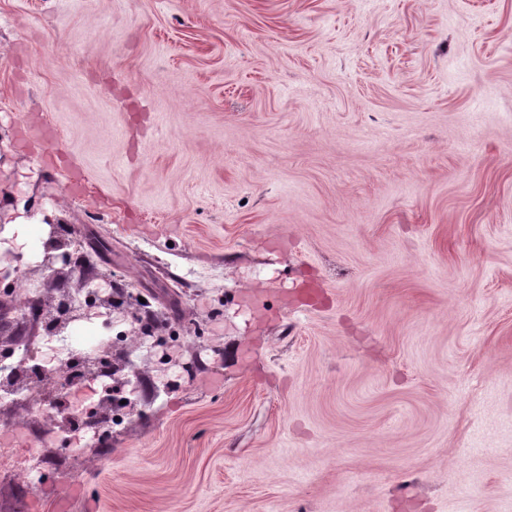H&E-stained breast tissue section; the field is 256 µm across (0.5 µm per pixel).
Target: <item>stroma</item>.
I'll list each match as a JSON object with an SVG mask.
<instances>
[{"instance_id": "stroma-1", "label": "stroma", "mask_w": 512, "mask_h": 512, "mask_svg": "<svg viewBox=\"0 0 512 512\" xmlns=\"http://www.w3.org/2000/svg\"><path fill=\"white\" fill-rule=\"evenodd\" d=\"M51 125L49 161L22 128ZM90 224L196 362L0 512H512V0H0V222Z\"/></svg>"}]
</instances>
